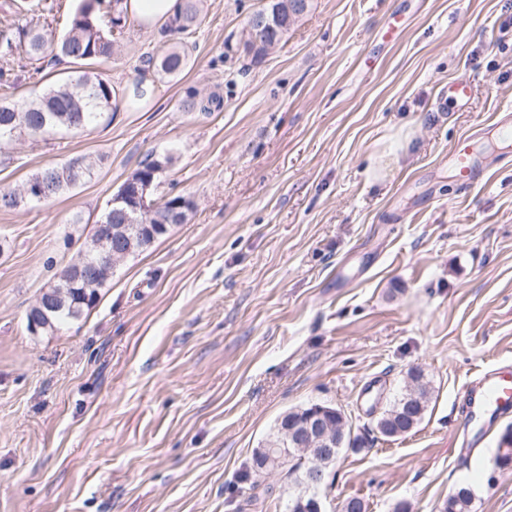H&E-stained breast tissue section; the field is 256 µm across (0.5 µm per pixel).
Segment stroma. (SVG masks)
Here are the masks:
<instances>
[{"instance_id":"obj_1","label":"stroma","mask_w":512,"mask_h":512,"mask_svg":"<svg viewBox=\"0 0 512 512\" xmlns=\"http://www.w3.org/2000/svg\"><path fill=\"white\" fill-rule=\"evenodd\" d=\"M260 0H202L188 63L151 75L150 112L118 102L79 134L0 148V187L93 157L95 176L0 211V512H284L285 470L240 474L284 411L341 409L354 433L420 368L430 398L394 441L343 451L326 512H512L497 466L512 414L491 427L460 405L487 367H512V0H313L274 50L232 53ZM163 42L130 23L100 75L129 89ZM12 62L15 96L65 79ZM149 74V73H148ZM467 78L464 108H439ZM220 93L210 114L178 108ZM470 137L486 169L462 186L448 151ZM161 192L193 207L114 270L86 319L32 334L26 312L73 263L95 220L150 153ZM81 223H73V216Z\"/></svg>"}]
</instances>
